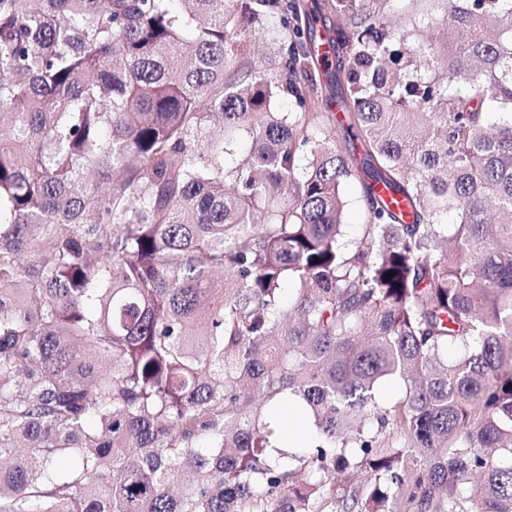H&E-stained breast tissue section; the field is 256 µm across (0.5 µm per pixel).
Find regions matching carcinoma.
Segmentation results:
<instances>
[{
  "instance_id": "cac0c4a2",
  "label": "carcinoma",
  "mask_w": 512,
  "mask_h": 512,
  "mask_svg": "<svg viewBox=\"0 0 512 512\" xmlns=\"http://www.w3.org/2000/svg\"><path fill=\"white\" fill-rule=\"evenodd\" d=\"M392 2L0 0V512H512V0ZM387 14V21L392 28L407 30L412 20L420 15L429 14L442 20L441 4L433 0H396ZM347 196L346 223L343 229V241H350L356 238L362 230L363 205L360 201L359 190L356 186L349 185L345 188Z\"/></svg>"
}]
</instances>
